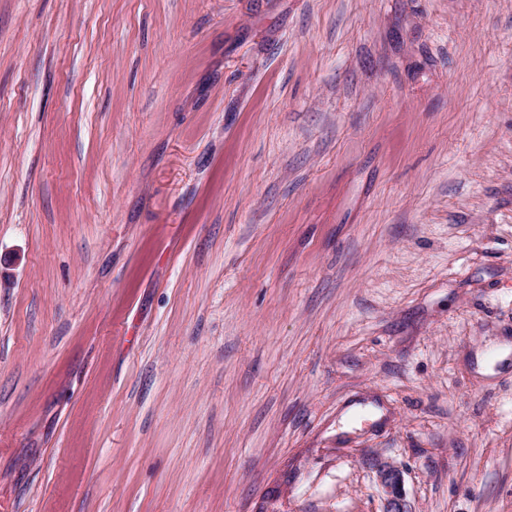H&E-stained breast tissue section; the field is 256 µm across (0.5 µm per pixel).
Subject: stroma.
Segmentation results:
<instances>
[{
  "mask_svg": "<svg viewBox=\"0 0 512 512\" xmlns=\"http://www.w3.org/2000/svg\"><path fill=\"white\" fill-rule=\"evenodd\" d=\"M512 0H0V512H512ZM379 481L385 495L384 512H407L401 469L391 463L382 465L379 469Z\"/></svg>",
  "mask_w": 512,
  "mask_h": 512,
  "instance_id": "obj_1",
  "label": "stroma"
}]
</instances>
